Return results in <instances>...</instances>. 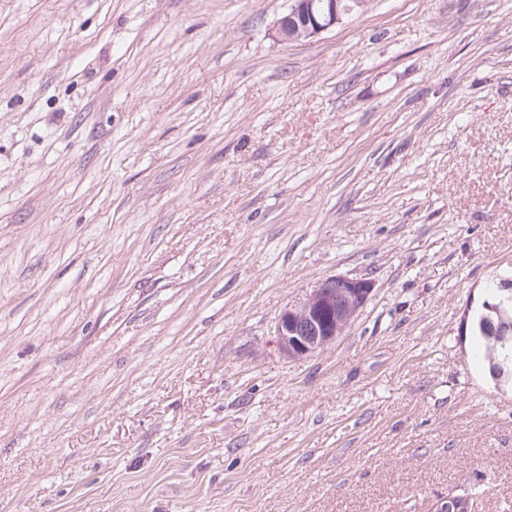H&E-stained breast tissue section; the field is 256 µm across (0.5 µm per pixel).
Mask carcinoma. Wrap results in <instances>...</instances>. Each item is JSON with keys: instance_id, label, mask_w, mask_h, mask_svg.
I'll list each match as a JSON object with an SVG mask.
<instances>
[{"instance_id": "1", "label": "carcinoma", "mask_w": 512, "mask_h": 512, "mask_svg": "<svg viewBox=\"0 0 512 512\" xmlns=\"http://www.w3.org/2000/svg\"><path fill=\"white\" fill-rule=\"evenodd\" d=\"M472 335L484 347L490 376L499 382L512 379V290L493 288L488 306L470 317Z\"/></svg>"}]
</instances>
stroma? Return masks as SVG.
Listing matches in <instances>:
<instances>
[{"mask_svg": "<svg viewBox=\"0 0 512 512\" xmlns=\"http://www.w3.org/2000/svg\"><path fill=\"white\" fill-rule=\"evenodd\" d=\"M289 7L0 0V512H512V0ZM288 12L276 25V38L281 42L304 41L326 32L343 17L365 6V0H291ZM368 279L333 276L313 288L297 306L285 307L276 320L275 343L288 359L319 353L343 336L367 302ZM483 306L470 317L473 336L484 347V360L490 376L499 382L512 379V290L490 288Z\"/></svg>", "mask_w": 512, "mask_h": 512, "instance_id": "obj_1", "label": "stroma"}]
</instances>
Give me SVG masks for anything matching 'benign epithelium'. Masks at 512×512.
Segmentation results:
<instances>
[{
  "instance_id": "7a95c632",
  "label": "benign epithelium",
  "mask_w": 512,
  "mask_h": 512,
  "mask_svg": "<svg viewBox=\"0 0 512 512\" xmlns=\"http://www.w3.org/2000/svg\"><path fill=\"white\" fill-rule=\"evenodd\" d=\"M365 6V0H291L288 12L276 25L281 42L304 41L326 32L343 17ZM373 283L368 279L333 276L313 288L297 306L285 307L276 320L275 343L289 359L319 353L346 332L354 316L367 302ZM466 495L440 497L433 512H463Z\"/></svg>"
}]
</instances>
